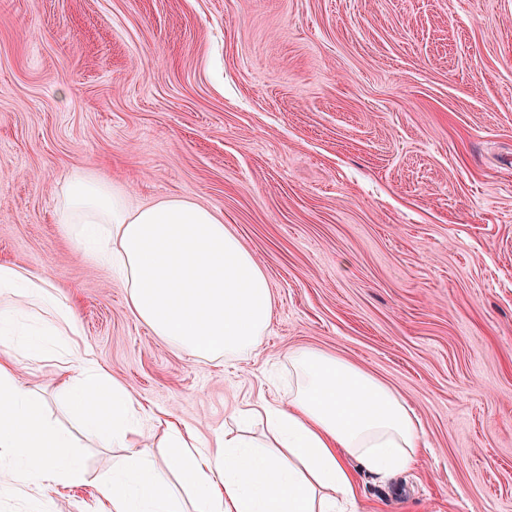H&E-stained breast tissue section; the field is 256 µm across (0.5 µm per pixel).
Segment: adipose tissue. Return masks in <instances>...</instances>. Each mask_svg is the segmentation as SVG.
Masks as SVG:
<instances>
[{
  "label": "adipose tissue",
  "instance_id": "1",
  "mask_svg": "<svg viewBox=\"0 0 512 512\" xmlns=\"http://www.w3.org/2000/svg\"><path fill=\"white\" fill-rule=\"evenodd\" d=\"M56 221L85 255L117 268L134 314L156 336L199 358L253 353L269 326L267 275L214 211L186 198L132 206L125 188L87 171L65 182ZM0 489L36 483L80 485L85 471L63 430L49 425L14 377L18 358L50 355L44 335L82 330L45 278L0 263ZM297 380L287 403L257 397V442L225 435L202 448L168 426L169 464L192 491V512H355L354 468L379 476L410 468L423 444L419 419L391 388L334 356L289 353ZM61 393L99 448H122L97 494L105 512H181L145 449L126 444L136 397L93 358L80 376L57 372Z\"/></svg>",
  "mask_w": 512,
  "mask_h": 512
}]
</instances>
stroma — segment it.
<instances>
[{
  "instance_id": "35a3bbf8",
  "label": "stroma",
  "mask_w": 512,
  "mask_h": 512,
  "mask_svg": "<svg viewBox=\"0 0 512 512\" xmlns=\"http://www.w3.org/2000/svg\"><path fill=\"white\" fill-rule=\"evenodd\" d=\"M76 170L223 217L272 288L256 352L194 358L133 314L54 222ZM0 263L67 299L59 350L136 396L154 461L169 410L263 440L241 410L287 401L289 351L316 350L424 429L413 467L359 472L356 512H512V0H0ZM15 375L87 481L0 512H102L116 449L82 439L52 362Z\"/></svg>"
}]
</instances>
